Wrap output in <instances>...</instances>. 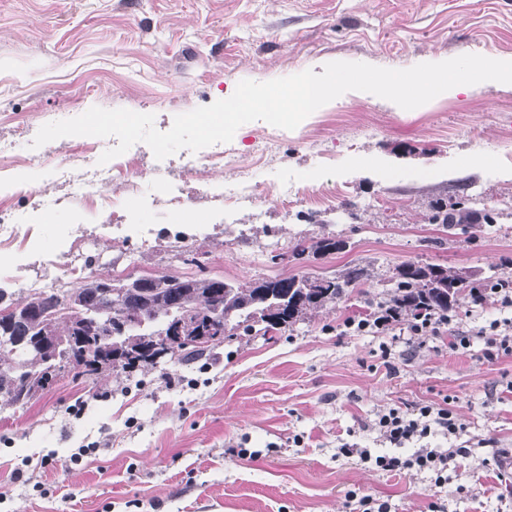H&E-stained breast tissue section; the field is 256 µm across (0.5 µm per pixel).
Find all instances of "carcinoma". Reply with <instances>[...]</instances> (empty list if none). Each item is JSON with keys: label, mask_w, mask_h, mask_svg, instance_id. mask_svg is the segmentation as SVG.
<instances>
[{"label": "carcinoma", "mask_w": 512, "mask_h": 512, "mask_svg": "<svg viewBox=\"0 0 512 512\" xmlns=\"http://www.w3.org/2000/svg\"><path fill=\"white\" fill-rule=\"evenodd\" d=\"M494 221L490 212L463 202L448 206L437 201L430 216V222L444 230ZM308 247L330 254L344 249L346 243L335 237H322ZM308 247L298 243L293 252L300 255ZM368 278L366 267L355 264L330 276L292 275L246 283L226 282L204 275L181 278L164 274L144 278L139 288H124L121 282L110 277L89 276L66 288L33 292L16 300L0 288V323L7 322L9 336L16 344L14 348H0V397L15 405H25L37 397L52 379V365L62 362L68 354L76 359L83 357L88 348L80 338L84 323L116 317L130 306L145 310L148 321L144 327L131 329L122 337L120 360L98 365L99 354L104 352L99 345L94 349L92 360L75 366L76 375L90 378L103 372L126 373L153 366L148 337L176 320L177 306L181 304L205 308L215 298L223 304L224 310L233 313L236 323L231 333L222 338L172 346L170 360L177 362L205 353L235 336L239 328L246 336L285 331L314 311L361 291ZM388 282L391 287L368 296L367 304L371 313L388 310L399 320L446 314L470 297L475 288L466 271L414 261L398 264ZM103 288L115 291L112 298L100 296ZM62 336L73 339L70 349L58 347ZM31 346L40 349V358L24 354Z\"/></svg>", "instance_id": "cac0c4a2"}]
</instances>
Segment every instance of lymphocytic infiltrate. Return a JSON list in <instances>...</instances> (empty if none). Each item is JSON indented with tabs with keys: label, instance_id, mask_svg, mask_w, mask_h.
<instances>
[{
	"label": "lymphocytic infiltrate",
	"instance_id": "f902f5d3",
	"mask_svg": "<svg viewBox=\"0 0 512 512\" xmlns=\"http://www.w3.org/2000/svg\"><path fill=\"white\" fill-rule=\"evenodd\" d=\"M344 326L356 333L383 334L397 330L419 347L444 336L453 351L469 349L479 340L484 344L483 355L490 362L512 355L511 317L465 328L451 311L414 318L400 328L391 315L382 314L349 318ZM361 427L376 434L381 452L372 453L359 442L345 439L338 446L337 455L389 474H425L438 488L447 483L449 467L471 454L470 448L459 442L464 425L447 397L439 402H414L380 409L373 418L362 422ZM438 435L454 440V447L445 450L432 447L430 440Z\"/></svg>",
	"mask_w": 512,
	"mask_h": 512
}]
</instances>
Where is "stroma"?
<instances>
[{
  "label": "stroma",
  "instance_id": "1",
  "mask_svg": "<svg viewBox=\"0 0 512 512\" xmlns=\"http://www.w3.org/2000/svg\"><path fill=\"white\" fill-rule=\"evenodd\" d=\"M483 53L512 55V0H0V84L12 88L0 99V134L13 137L17 122L42 112L94 106L169 125L241 80L288 77L321 59L407 69ZM269 139L278 149L260 158ZM230 147L252 172L254 207L228 218L206 204L174 209L151 203L153 177L134 188L121 179L108 192L126 200L125 221L150 229V245L112 234L106 216L77 201L37 219L46 261L18 255L0 288L16 293L35 278L54 288L75 264L131 279L201 272L248 282L354 263L367 267L372 293L407 260L479 280L512 277L510 88L477 86L413 110L350 91L293 130L244 124ZM287 175L336 195L283 212L273 182ZM438 200L492 211L496 221L443 231L428 221ZM76 229L88 246L59 253ZM324 236L345 249L292 259L296 243ZM182 251L200 253L202 266L183 264ZM365 308L352 295L273 338L244 336L200 361L96 378L64 371L28 405L0 403V512H348L354 489L392 512H426L435 492L448 512H512V357L487 362L479 342L455 353L444 337L422 348L399 341L389 369L380 336L341 329ZM169 374L185 384L167 386ZM80 395L91 402L74 418L67 407ZM447 395L458 399L464 439L488 445L459 460L440 490L423 474H382L337 456L351 429L376 448L359 424L379 409ZM94 441V455L71 461ZM231 445L252 458L225 455ZM495 447L505 452L500 467H483ZM51 453L55 465L42 467ZM21 466L33 483L14 480Z\"/></svg>",
  "mask_w": 512,
  "mask_h": 512
}]
</instances>
